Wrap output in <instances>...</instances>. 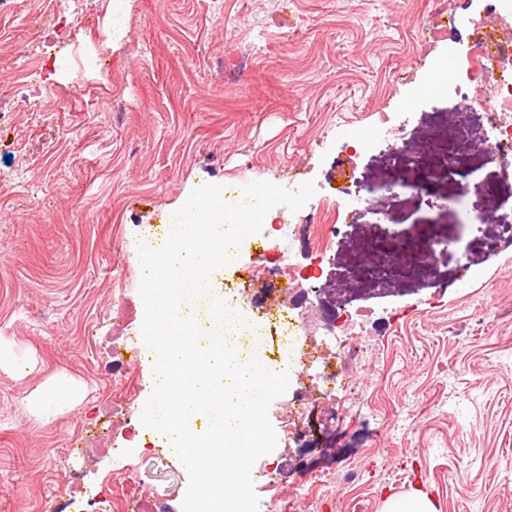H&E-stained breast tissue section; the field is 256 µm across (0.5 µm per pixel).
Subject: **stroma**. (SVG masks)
Segmentation results:
<instances>
[{
    "label": "stroma",
    "mask_w": 512,
    "mask_h": 512,
    "mask_svg": "<svg viewBox=\"0 0 512 512\" xmlns=\"http://www.w3.org/2000/svg\"><path fill=\"white\" fill-rule=\"evenodd\" d=\"M108 3L87 0L83 14L74 0H20L0 14V97L32 58L36 81L75 91L63 111L49 99L0 122V340L16 357L0 368V512H120L130 495L178 512V458L112 431L154 388L149 363L131 365L126 386L112 379L113 338L143 346V234L207 184L310 179L308 212L333 213L336 156L381 112L402 152L353 159L365 193L333 213L326 263L346 286L337 301L366 316L354 377L367 402L332 448L298 447L291 394L272 402L259 512H384L418 490L437 512H512V247L497 224L463 231L428 204L475 182L498 214L512 210V182L465 149L467 109L435 90L411 96L449 59L447 32L418 30L435 0H127L115 22ZM450 156L453 179L404 189ZM424 233L464 242L430 261ZM57 378L84 398L32 413L29 395ZM347 467L357 484L336 479ZM321 468L330 486L300 499Z\"/></svg>",
    "instance_id": "1"
}]
</instances>
